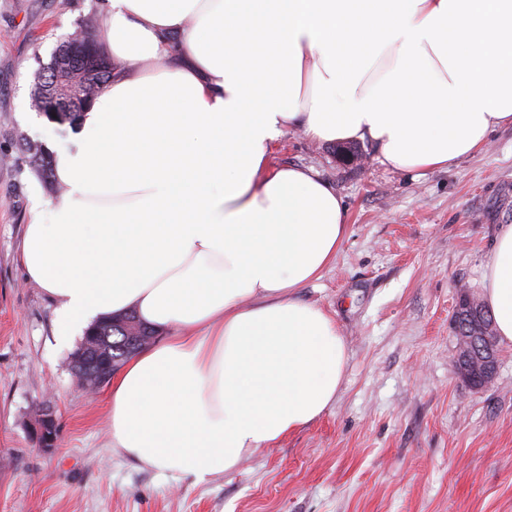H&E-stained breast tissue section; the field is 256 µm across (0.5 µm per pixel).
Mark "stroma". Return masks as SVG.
I'll use <instances>...</instances> for the list:
<instances>
[{"label":"stroma","mask_w":512,"mask_h":512,"mask_svg":"<svg viewBox=\"0 0 512 512\" xmlns=\"http://www.w3.org/2000/svg\"><path fill=\"white\" fill-rule=\"evenodd\" d=\"M0 0V512H512V345L488 386L452 371L461 288L482 294L499 225L512 224V127L450 169L403 171L359 143L296 130L273 165L313 168L348 211L335 262L301 299L347 347L333 403L308 425L204 483L139 468L113 447L108 387L83 392L56 334L55 302L30 281L21 245L38 184L26 143L52 150L72 128L31 106L41 64L103 0ZM55 411L60 440L40 452L27 421Z\"/></svg>","instance_id":"stroma-1"}]
</instances>
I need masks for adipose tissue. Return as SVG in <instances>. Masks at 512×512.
<instances>
[{"instance_id": "adipose-tissue-1", "label": "adipose tissue", "mask_w": 512, "mask_h": 512, "mask_svg": "<svg viewBox=\"0 0 512 512\" xmlns=\"http://www.w3.org/2000/svg\"><path fill=\"white\" fill-rule=\"evenodd\" d=\"M120 69L31 192L21 259L59 335L134 311L168 331L113 376L112 438L203 482L335 400L346 344L297 293L336 258L347 211L290 129L367 141L402 170L451 168L512 127V0H106ZM512 344V224L483 275Z\"/></svg>"}]
</instances>
